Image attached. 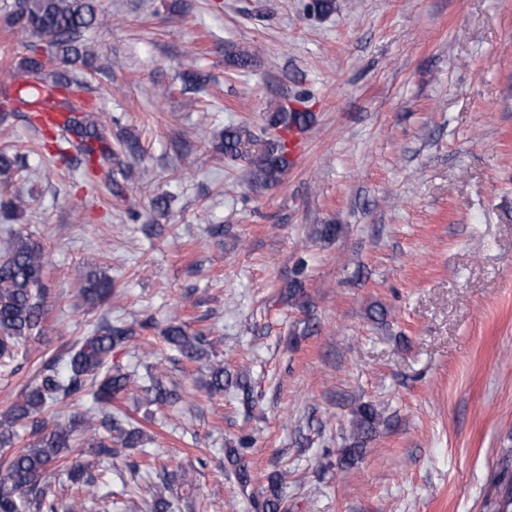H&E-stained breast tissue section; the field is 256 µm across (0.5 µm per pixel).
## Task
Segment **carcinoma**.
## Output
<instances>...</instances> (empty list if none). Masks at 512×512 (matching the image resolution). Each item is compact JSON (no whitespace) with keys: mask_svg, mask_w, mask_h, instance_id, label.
<instances>
[{"mask_svg":"<svg viewBox=\"0 0 512 512\" xmlns=\"http://www.w3.org/2000/svg\"><path fill=\"white\" fill-rule=\"evenodd\" d=\"M103 0H3L0 25L4 31L20 35L26 54L18 64L15 98L28 112H43L47 92L62 93L68 99L69 117L64 128L78 141L75 152L85 156L86 163L105 171V183L111 193L121 195L116 175L129 178V160L141 151L139 139L133 135L112 142L111 131L102 123H92L77 113L74 94L83 87L79 76L92 66L95 52L87 34L103 20ZM184 91L197 93L207 77L196 70L194 60L182 63ZM310 113L280 106L269 115L266 129L272 135L263 138L247 124L224 129L217 149L236 158L246 146L258 147L251 160L249 180L259 186L274 183L290 164L288 131L303 130ZM47 261L41 245L31 235L18 231L0 242V363L7 366L17 351L33 336L44 334V284ZM85 300L95 305L112 295V280L97 271L86 274L80 288ZM163 341L189 362L208 358L213 341L202 333H188L185 325L172 319L160 330ZM135 330L122 322L96 324L69 355L66 369L52 362L44 366L36 381L26 387L18 401L0 414V448L13 446L15 427L33 426V440L6 461L0 474V512H58L45 477L51 464L65 451L79 447V434L90 419L99 423L103 434L81 451L87 456L72 464L69 473L89 486L96 481L93 471L104 473V463L120 454L122 448L142 446L143 431L132 419L112 412V402L134 383L131 374L112 369V351L129 343ZM208 386L214 392L224 390V363L209 365ZM150 403L174 399V393L160 384L141 388ZM89 398L94 405L93 417L83 412L47 427L42 418L48 409L70 399ZM381 416L371 404L359 407L352 428L353 446L346 449L349 457L361 450L367 438L380 424ZM285 475L271 479L269 494L261 503L262 512H279ZM169 483L157 488L151 504L152 512H172L166 497Z\"/></svg>","mask_w":512,"mask_h":512,"instance_id":"obj_1","label":"carcinoma"}]
</instances>
